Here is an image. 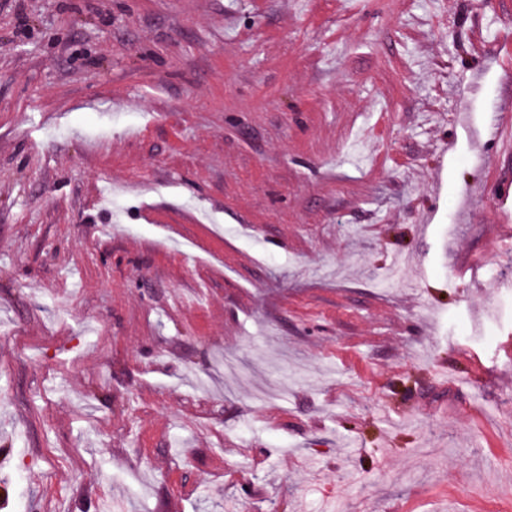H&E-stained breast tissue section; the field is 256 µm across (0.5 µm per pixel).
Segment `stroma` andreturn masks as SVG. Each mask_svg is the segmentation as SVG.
<instances>
[{
	"label": "stroma",
	"mask_w": 512,
	"mask_h": 512,
	"mask_svg": "<svg viewBox=\"0 0 512 512\" xmlns=\"http://www.w3.org/2000/svg\"><path fill=\"white\" fill-rule=\"evenodd\" d=\"M508 177L512 0H0V512H512Z\"/></svg>",
	"instance_id": "obj_1"
}]
</instances>
